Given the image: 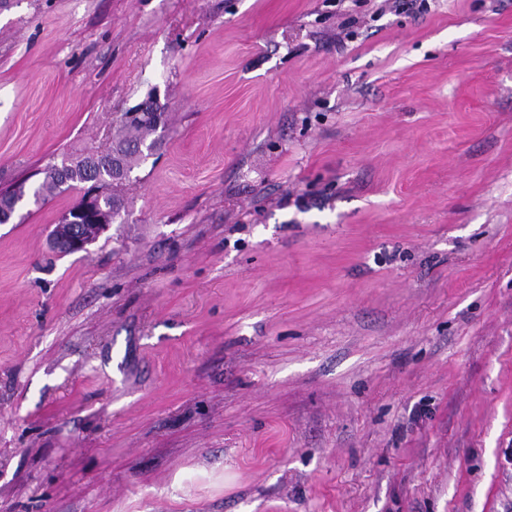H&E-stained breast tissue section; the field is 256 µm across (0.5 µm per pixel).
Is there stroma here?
Returning a JSON list of instances; mask_svg holds the SVG:
<instances>
[{"mask_svg": "<svg viewBox=\"0 0 512 512\" xmlns=\"http://www.w3.org/2000/svg\"><path fill=\"white\" fill-rule=\"evenodd\" d=\"M0 512H512V0H0ZM160 111V112H157ZM124 113L122 117V134L117 137L115 143L117 146H125L122 155L119 157V162L129 172L132 169L144 162L149 156L148 148L152 147V143L146 146V150L142 146L147 141V137L156 132L158 121L161 122L162 127L166 125L167 115L164 108L159 105L155 106V112H140L138 116L131 120H124ZM153 148V147H152ZM56 166L66 170L65 179H58L53 174ZM41 182L30 186L20 185L11 191L0 193V224H8L18 215L21 208L30 201L34 204L43 203L48 197L64 193L79 184L87 183L88 175L81 165V159L69 161L64 159L59 164H49L43 172ZM19 201L17 208H14ZM99 187V184H93L80 206L78 205L82 200L71 207L78 206L77 208L68 210L61 215L51 234L50 240L54 250H62L65 253L85 251L87 246L94 242L84 233L85 225L91 223L98 230V236H100L109 228L110 224H114L118 218H121V213L125 211V205L123 200L117 196L107 195L101 201L103 208L112 211V219L99 208V200L103 196L98 191Z\"/></svg>", "mask_w": 512, "mask_h": 512, "instance_id": "stroma-1", "label": "stroma"}]
</instances>
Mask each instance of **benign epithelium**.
Instances as JSON below:
<instances>
[{"label": "benign epithelium", "mask_w": 512, "mask_h": 512, "mask_svg": "<svg viewBox=\"0 0 512 512\" xmlns=\"http://www.w3.org/2000/svg\"><path fill=\"white\" fill-rule=\"evenodd\" d=\"M98 188L99 184H93L80 206L61 215L51 234L53 249L65 253L85 251L92 244V239L84 233L85 225H93L101 234L112 224L111 217L99 208Z\"/></svg>", "instance_id": "1"}]
</instances>
